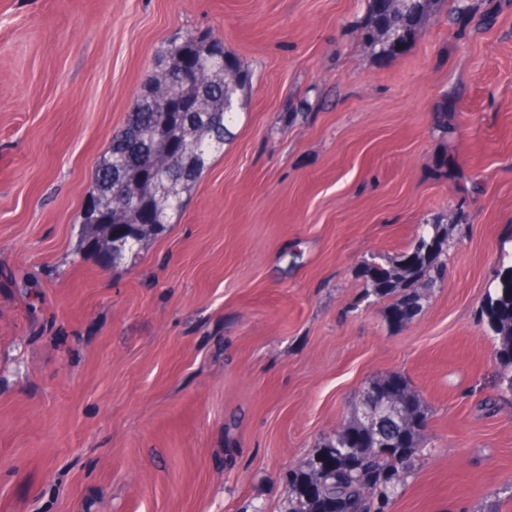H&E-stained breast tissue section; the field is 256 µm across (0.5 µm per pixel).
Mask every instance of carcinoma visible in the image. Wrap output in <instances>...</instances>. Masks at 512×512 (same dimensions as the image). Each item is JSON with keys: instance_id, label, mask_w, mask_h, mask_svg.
<instances>
[{"instance_id": "obj_1", "label": "carcinoma", "mask_w": 512, "mask_h": 512, "mask_svg": "<svg viewBox=\"0 0 512 512\" xmlns=\"http://www.w3.org/2000/svg\"><path fill=\"white\" fill-rule=\"evenodd\" d=\"M379 0H368L370 23L366 37L383 54L393 53L411 38L418 21L433 0H403L391 12L378 9ZM190 60L200 68L201 83L180 85L176 70ZM249 83L247 70L224 51V44L194 32L168 46L163 67L146 86L123 127L113 136L100 157L91 194L92 201L81 216L83 247L110 265L165 231L184 206V194L207 168L211 157L224 149L236 117L235 104ZM164 129L181 151L173 166L157 164L151 145L158 129ZM149 188L147 196L128 202L112 195V180ZM420 237L434 246L414 245L397 256L385 274L370 278L373 292L385 297L406 288L414 293L401 298L393 313L411 321L421 300L437 288L443 277L450 234L441 224H428ZM496 341V359L501 388L512 393V255L502 260L493 293L483 307ZM392 388L385 375L368 382L353 403L351 423L364 430L357 448L345 447L332 436L315 455L325 459L326 469L308 470L302 461L288 475V512H346L359 499L372 501L375 512H389L399 489L425 450L426 435L417 424L428 418L419 395L408 390V411L393 409L370 421L362 420L369 403Z\"/></svg>"}]
</instances>
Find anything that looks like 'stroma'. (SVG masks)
Here are the masks:
<instances>
[{"instance_id":"35a3bbf8","label":"stroma","mask_w":512,"mask_h":512,"mask_svg":"<svg viewBox=\"0 0 512 512\" xmlns=\"http://www.w3.org/2000/svg\"><path fill=\"white\" fill-rule=\"evenodd\" d=\"M0 0V512H285L288 472L397 372L429 410L390 512H512V395L480 309L512 254V0ZM252 75L181 214L107 268L80 218L163 50ZM453 231L408 323L367 292ZM402 1L403 5L395 11L380 12L377 5L379 0H368L370 23L365 28V35L375 46H380L383 54L393 53L398 45L402 47L407 44L418 21L434 0Z\"/></svg>"}]
</instances>
